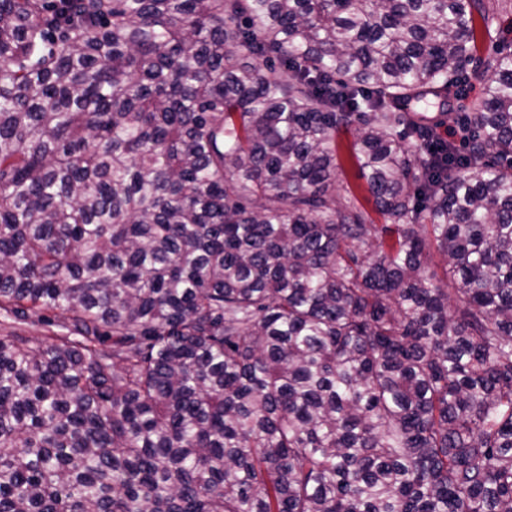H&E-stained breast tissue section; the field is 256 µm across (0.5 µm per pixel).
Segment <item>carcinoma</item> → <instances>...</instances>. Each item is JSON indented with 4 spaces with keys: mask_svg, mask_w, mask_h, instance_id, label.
I'll list each match as a JSON object with an SVG mask.
<instances>
[{
    "mask_svg": "<svg viewBox=\"0 0 512 512\" xmlns=\"http://www.w3.org/2000/svg\"><path fill=\"white\" fill-rule=\"evenodd\" d=\"M477 17L0 0V512H512V52L405 110ZM486 79V73L480 67L476 68L475 64H470L466 67L454 89L455 97L451 99L453 108L452 118H444V122L440 126L441 131L445 129L458 130L455 120L456 112H471L469 109L470 103L480 95ZM355 132L343 130L336 135V155L340 164V175L336 183V197L341 201L349 200L365 212L368 222L382 224L384 219L374 206L373 199L366 190V184L360 178L354 158Z\"/></svg>",
    "mask_w": 512,
    "mask_h": 512,
    "instance_id": "carcinoma-1",
    "label": "carcinoma"
}]
</instances>
